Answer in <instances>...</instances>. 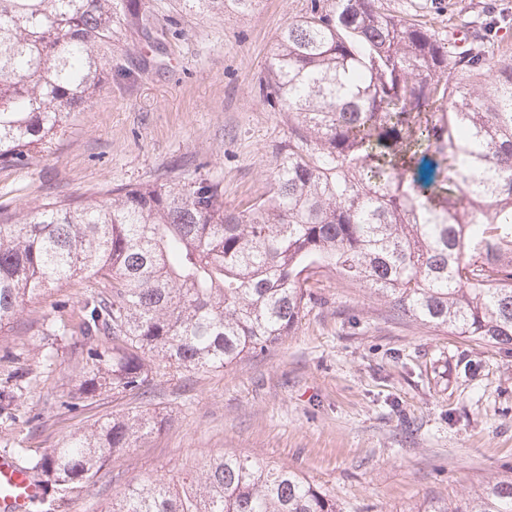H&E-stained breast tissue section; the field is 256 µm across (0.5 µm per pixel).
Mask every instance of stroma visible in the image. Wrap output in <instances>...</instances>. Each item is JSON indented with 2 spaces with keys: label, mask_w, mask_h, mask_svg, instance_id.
<instances>
[{
  "label": "stroma",
  "mask_w": 512,
  "mask_h": 512,
  "mask_svg": "<svg viewBox=\"0 0 512 512\" xmlns=\"http://www.w3.org/2000/svg\"><path fill=\"white\" fill-rule=\"evenodd\" d=\"M309 0H256L248 11L200 15L180 0H151L175 31L128 34L112 49V76L26 168L0 167V221L53 199L199 173L244 209L269 184L290 119L259 92L270 45ZM387 13L439 32L483 22L512 51V0H382ZM87 280L27 302L0 328V381L35 377L20 411L0 424V455L14 439L36 452L106 415L147 409L160 429L109 459L69 512H100L132 481L194 473L233 452L289 467L335 497L340 512H414L454 501L512 474V346L485 345L413 322L371 292L325 273L295 334L229 368L164 369L147 394L101 396L83 413L56 402L79 377L83 343L44 366L43 318L54 300L78 307Z\"/></svg>",
  "instance_id": "stroma-1"
}]
</instances>
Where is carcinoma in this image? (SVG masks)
<instances>
[{
	"instance_id": "obj_1",
	"label": "carcinoma",
	"mask_w": 512,
	"mask_h": 512,
	"mask_svg": "<svg viewBox=\"0 0 512 512\" xmlns=\"http://www.w3.org/2000/svg\"><path fill=\"white\" fill-rule=\"evenodd\" d=\"M381 5L310 0L281 29L262 87L293 124L268 191L245 209L196 176L49 200L0 224V327L74 278L99 288L43 319L45 361L85 343L59 407L139 391L158 362L205 370L264 352L295 332L326 270L424 327L512 345V63L485 37ZM153 26L147 0H0V167H26L100 95L112 44ZM31 381L17 369L0 385V421L18 420ZM159 423L137 410L39 455L13 448L44 489L29 512H67ZM108 512L338 510L295 470L224 453L176 481L129 484ZM415 512H512V477Z\"/></svg>"
}]
</instances>
